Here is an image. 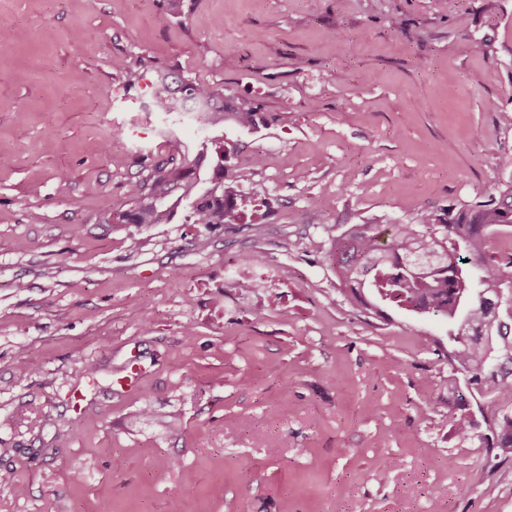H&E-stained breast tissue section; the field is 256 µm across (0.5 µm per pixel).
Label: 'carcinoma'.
Returning <instances> with one entry per match:
<instances>
[{
  "label": "carcinoma",
  "instance_id": "carcinoma-1",
  "mask_svg": "<svg viewBox=\"0 0 512 512\" xmlns=\"http://www.w3.org/2000/svg\"><path fill=\"white\" fill-rule=\"evenodd\" d=\"M189 100L196 102L191 112L204 133L196 152L189 155L180 138L167 132L169 157L129 184L130 208L119 223L162 224L183 205L195 224L238 220L236 209L219 205L225 197L224 161L233 160L234 182L243 185L259 158L224 146L213 131L227 123L251 128L257 113L230 105L209 85L184 80L173 88L166 74H158L152 107L184 112ZM502 224L512 226V180L497 197L446 219L426 215L419 224H355L334 237L326 261L353 308L383 317V306L393 304L448 322V341L457 344L448 353L451 381L488 382L509 397L512 314L504 318L499 309L512 295V276L487 258L489 237ZM449 421L460 438H469V415L452 414ZM492 433L496 457L511 458L512 415H501Z\"/></svg>",
  "mask_w": 512,
  "mask_h": 512
}]
</instances>
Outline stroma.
<instances>
[{
	"instance_id": "35a3bbf8",
	"label": "stroma",
	"mask_w": 512,
	"mask_h": 512,
	"mask_svg": "<svg viewBox=\"0 0 512 512\" xmlns=\"http://www.w3.org/2000/svg\"><path fill=\"white\" fill-rule=\"evenodd\" d=\"M0 30V512H512V399L325 262L512 180V0H0ZM160 70L257 112L239 223H106L200 138ZM256 256L281 286L226 298ZM492 429L495 439L493 440V448H496L497 454L495 458L501 460H508L512 457V415L503 414L497 419V423H494Z\"/></svg>"
}]
</instances>
